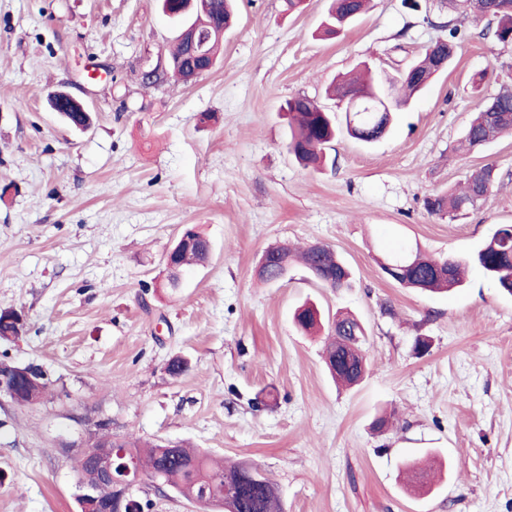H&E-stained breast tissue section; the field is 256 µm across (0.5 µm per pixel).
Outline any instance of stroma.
I'll use <instances>...</instances> for the list:
<instances>
[{"mask_svg": "<svg viewBox=\"0 0 512 512\" xmlns=\"http://www.w3.org/2000/svg\"><path fill=\"white\" fill-rule=\"evenodd\" d=\"M418 3L372 0L327 39L330 0L293 13L284 0H237L211 70L146 84L177 35L158 0H0V309L22 311L28 328L0 341V359L49 382L35 405L0 397V512H78L71 444L102 419L116 436L249 463L285 512H512V296L475 266L447 294L381 268L404 247L469 254L512 224V135L456 150L512 46L489 18L464 17L454 61L383 139L341 136L317 170L287 149L288 99H317L344 125L325 93L334 78L363 62L405 69L442 37L434 21L449 9ZM58 90L86 106L91 128L52 111ZM487 163L498 179L477 209L426 211L427 197ZM188 226L211 256L172 289L162 256ZM278 242L332 247L351 288H325L299 265L258 282ZM307 301L324 326L340 312L364 325L357 386L331 379L324 335L297 330ZM418 336L426 355L413 351ZM175 356L189 363L178 376L166 370ZM385 410L393 426L374 431ZM415 459L436 472L419 493L404 479ZM133 495L144 512H204L147 476Z\"/></svg>", "mask_w": 512, "mask_h": 512, "instance_id": "obj_1", "label": "stroma"}]
</instances>
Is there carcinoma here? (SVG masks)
<instances>
[{"instance_id":"1","label":"carcinoma","mask_w":512,"mask_h":512,"mask_svg":"<svg viewBox=\"0 0 512 512\" xmlns=\"http://www.w3.org/2000/svg\"><path fill=\"white\" fill-rule=\"evenodd\" d=\"M161 8L168 18L180 28L193 26L212 29L231 25L232 0H209L208 9L199 14L185 10L183 0H160ZM367 0H332L323 33L333 36L347 24L357 21L365 12ZM453 10L465 14L489 17L495 21L494 36L503 45L512 44V0H440ZM448 31L412 63L397 75L380 81L369 74L363 80H345L337 84L333 92L336 97L348 102L354 95L370 94L374 91L391 92L395 109L405 107L410 99L423 90L429 79L436 74L437 64L442 60L453 61L457 54L460 29L457 19L450 18L439 24ZM192 55L189 44L177 36L168 64L190 63ZM288 122V152L305 168H316L324 160V147L334 141L342 131L352 137L371 143L382 137L387 125L378 123L375 115L364 114L356 118L355 126L341 128L336 125L333 113L319 106L306 96H295L286 102ZM60 117L71 127L84 130L90 125V115L75 102L69 112ZM512 132V81L504 82L499 90L482 104L479 112L464 132L459 150L470 153L492 142L495 138ZM495 167L486 164L471 172L464 186L453 192L432 195L425 199L426 210L435 215L454 218L475 208L495 185ZM184 242L174 257L177 268L202 263L210 250V242L197 232L188 231ZM266 253L274 259L272 267L257 275L263 282L276 281L282 265L289 267L301 264L313 277L327 288L342 289L352 286L350 268L338 258L336 252L325 245L320 249L312 246L298 251L286 243L269 247ZM392 269L385 273L405 288L420 291H450L464 283V273L471 265L480 267L498 287L512 295V225L499 227L477 250L464 256L445 258L443 269L436 268L435 259L420 253H403L390 260ZM298 328L309 331L321 324L319 309L303 304L295 313ZM335 333L327 338L324 360L336 382L345 386L358 384L367 371V361L362 345L365 329L355 318L338 314L334 320ZM26 322L20 320L14 309L0 311V340L9 341L25 333ZM117 448H123L127 457L133 458L137 466L147 473H158L183 497L196 503L204 500L216 501L224 512H283L280 497L274 485L267 479L255 483L247 476L244 463L226 466L209 454L182 444L172 451L164 444L141 448L137 439L114 440Z\"/></svg>"}]
</instances>
